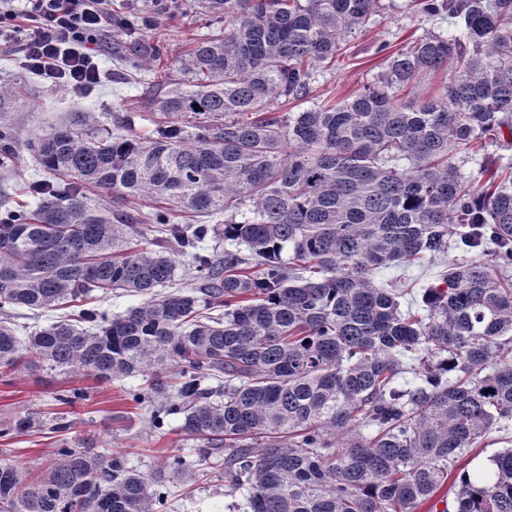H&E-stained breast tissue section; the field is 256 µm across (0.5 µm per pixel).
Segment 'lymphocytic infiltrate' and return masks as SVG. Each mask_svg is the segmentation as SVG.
Listing matches in <instances>:
<instances>
[{"label": "lymphocytic infiltrate", "mask_w": 512, "mask_h": 512, "mask_svg": "<svg viewBox=\"0 0 512 512\" xmlns=\"http://www.w3.org/2000/svg\"><path fill=\"white\" fill-rule=\"evenodd\" d=\"M0 6V43L17 42L32 73L74 91L98 83L112 29L110 0H24Z\"/></svg>", "instance_id": "f902f5d3"}]
</instances>
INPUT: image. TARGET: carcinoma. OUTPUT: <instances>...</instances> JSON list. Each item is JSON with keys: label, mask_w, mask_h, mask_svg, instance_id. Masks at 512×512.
Returning a JSON list of instances; mask_svg holds the SVG:
<instances>
[{"label": "carcinoma", "mask_w": 512, "mask_h": 512, "mask_svg": "<svg viewBox=\"0 0 512 512\" xmlns=\"http://www.w3.org/2000/svg\"><path fill=\"white\" fill-rule=\"evenodd\" d=\"M416 2L460 34L414 41L350 99L281 114L273 98H306L380 0H190L224 26L180 59L185 82L148 96L156 138L79 111L28 140L49 179L35 209L0 212V313L84 308L25 339L0 320V368L32 355L102 380L151 373L135 401L158 429L182 416L205 441L202 461L224 457L249 512H415L432 500L465 451L512 420V0ZM180 9L153 0L114 13L112 28L134 36L143 16ZM445 69L436 94L414 93ZM16 98L0 83V113ZM17 153L1 123L0 165ZM477 155L466 180L460 165ZM92 188L153 207L113 210ZM177 212L224 225L187 227ZM146 230L158 233L149 251L135 243ZM211 234L238 249L200 252ZM452 239L489 245L492 259L447 265L422 294L425 315L373 283ZM180 257L200 295L154 292ZM114 288L149 299L115 317L88 307ZM412 361L421 384L405 389ZM189 467L174 455L168 475L144 473L120 454L59 448L32 481L0 465V512H168L165 485ZM442 512H512V449L463 471Z\"/></svg>", "instance_id": "carcinoma-1"}]
</instances>
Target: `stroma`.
<instances>
[{"label":"stroma","instance_id":"35a3bbf8","mask_svg":"<svg viewBox=\"0 0 512 512\" xmlns=\"http://www.w3.org/2000/svg\"><path fill=\"white\" fill-rule=\"evenodd\" d=\"M383 9L362 31L347 38L335 63L317 72L307 102L276 98L280 112H299L305 103L340 101L362 89L385 70L387 60L410 40L430 33H455L451 19L430 18L407 9L408 0H381ZM208 31V21L183 7L175 20L158 19L143 29L146 41L160 43L163 63L158 68L141 67L132 38L114 31L108 49L98 59L100 80L85 91H73L29 73L20 53L0 52V82L14 84L19 102L14 119L19 140L49 130L68 113L94 112L107 128L131 117L129 136L155 138L159 118L144 108L143 101L154 86L170 85L183 78L175 59L190 41ZM45 173L27 151H20L12 164L0 167V203L13 206L35 204L32 182ZM441 268L431 263L402 264L375 271V284L403 288L404 302L420 299L423 288L436 284ZM148 374L102 381L66 368H49L38 359L16 368H0V464L12 465L32 479L44 470L59 448H92L120 453L129 466L146 472L163 470L170 455L187 461L198 459L201 442L182 428V419L170 416L163 430L149 421L147 406L130 398L149 390ZM30 418L32 425L16 432L14 423ZM66 422L57 430L58 422ZM171 512H245L244 494L230 491L224 482V467L212 461L188 478L168 482Z\"/></svg>","mask_w":512,"mask_h":512}]
</instances>
